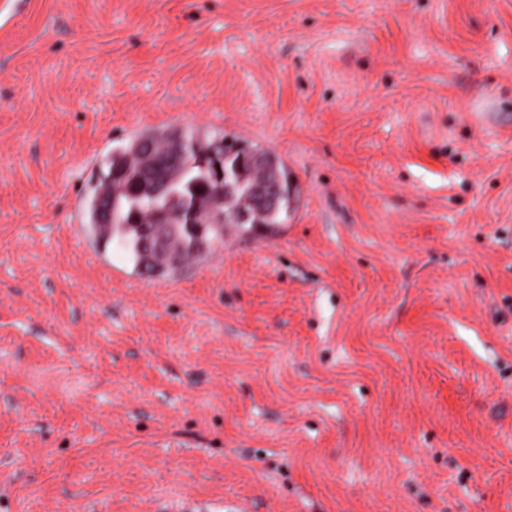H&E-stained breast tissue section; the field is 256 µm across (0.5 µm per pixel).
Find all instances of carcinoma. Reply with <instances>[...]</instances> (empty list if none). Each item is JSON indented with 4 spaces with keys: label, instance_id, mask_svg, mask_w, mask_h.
I'll return each mask as SVG.
<instances>
[{
    "label": "carcinoma",
    "instance_id": "obj_1",
    "mask_svg": "<svg viewBox=\"0 0 512 512\" xmlns=\"http://www.w3.org/2000/svg\"><path fill=\"white\" fill-rule=\"evenodd\" d=\"M212 150L224 156V169L233 176L229 195L238 207L239 226L252 230L257 225L288 220L299 191L276 154L194 130L156 131L139 135L112 151L106 162L108 171L87 202L90 230L124 251L136 267L151 273L209 253L224 240V224L214 216L217 185L206 165ZM157 180L168 184L166 192L158 195L154 193ZM271 183L278 186V203L259 210L252 204L254 191ZM159 209L174 216L187 210L197 218L195 224L172 225L163 260L146 243Z\"/></svg>",
    "mask_w": 512,
    "mask_h": 512
}]
</instances>
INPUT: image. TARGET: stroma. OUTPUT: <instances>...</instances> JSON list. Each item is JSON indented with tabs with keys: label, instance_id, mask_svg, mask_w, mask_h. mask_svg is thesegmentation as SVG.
<instances>
[{
	"label": "stroma",
	"instance_id": "1",
	"mask_svg": "<svg viewBox=\"0 0 512 512\" xmlns=\"http://www.w3.org/2000/svg\"><path fill=\"white\" fill-rule=\"evenodd\" d=\"M174 128L299 202L152 277L85 204ZM186 500L512 512V0H0V512Z\"/></svg>",
	"mask_w": 512,
	"mask_h": 512
}]
</instances>
